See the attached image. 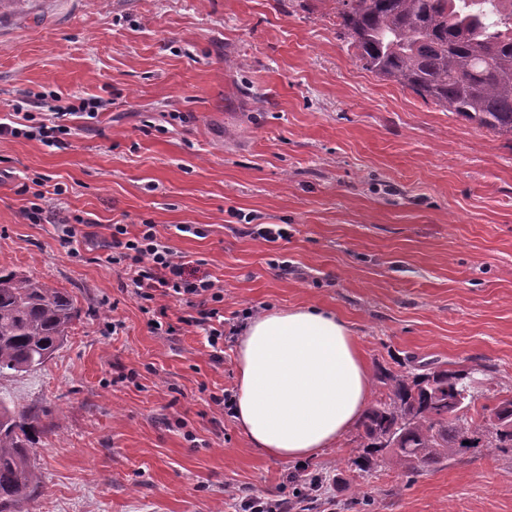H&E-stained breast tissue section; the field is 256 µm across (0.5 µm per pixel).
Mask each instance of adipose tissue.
I'll use <instances>...</instances> for the list:
<instances>
[{"label": "adipose tissue", "instance_id": "obj_1", "mask_svg": "<svg viewBox=\"0 0 512 512\" xmlns=\"http://www.w3.org/2000/svg\"><path fill=\"white\" fill-rule=\"evenodd\" d=\"M370 386L351 328L332 311L264 312L236 341L233 418L262 455L317 457L360 424Z\"/></svg>", "mask_w": 512, "mask_h": 512}]
</instances>
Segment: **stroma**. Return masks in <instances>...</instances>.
Masks as SVG:
<instances>
[{
  "mask_svg": "<svg viewBox=\"0 0 512 512\" xmlns=\"http://www.w3.org/2000/svg\"><path fill=\"white\" fill-rule=\"evenodd\" d=\"M52 96L108 108L67 117L60 149L0 138V263L80 310L44 366L0 376V399L41 419L24 512H236L232 492L293 491L298 466L256 453L209 404L235 387L233 343L215 364L201 330L154 335L121 290L105 261L116 224H155L219 281L225 317L335 311L368 362L371 402L388 392L379 374L430 361L477 381L471 412L512 395V142L365 69L336 0L1 9L0 118ZM35 180L65 189L37 222L19 192ZM244 214L287 225V239L247 235ZM61 217L81 220L68 246ZM361 433L305 461L332 477L317 512H512L511 455L474 448L411 478L389 465L356 477Z\"/></svg>",
  "mask_w": 512,
  "mask_h": 512,
  "instance_id": "1",
  "label": "stroma"
}]
</instances>
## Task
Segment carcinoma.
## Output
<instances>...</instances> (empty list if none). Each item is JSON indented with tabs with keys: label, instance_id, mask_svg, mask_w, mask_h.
<instances>
[{
	"label": "carcinoma",
	"instance_id": "1",
	"mask_svg": "<svg viewBox=\"0 0 512 512\" xmlns=\"http://www.w3.org/2000/svg\"><path fill=\"white\" fill-rule=\"evenodd\" d=\"M342 34L364 67L512 141V0H337ZM79 316L72 296L0 264V376L42 366ZM468 373L430 368L389 377V402L369 408L366 444L350 466L386 461L405 475L449 454L490 448L512 455V397L489 419L455 398ZM40 418L0 400V512H21L40 474L31 461ZM470 445H464V442Z\"/></svg>",
	"mask_w": 512,
	"mask_h": 512
}]
</instances>
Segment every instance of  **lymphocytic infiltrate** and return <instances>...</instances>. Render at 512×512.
<instances>
[{"instance_id":"obj_1","label":"lymphocytic infiltrate","mask_w":512,"mask_h":512,"mask_svg":"<svg viewBox=\"0 0 512 512\" xmlns=\"http://www.w3.org/2000/svg\"><path fill=\"white\" fill-rule=\"evenodd\" d=\"M63 111L45 113L33 119L23 113L15 124L0 123V137L36 139L48 146L62 147L68 129L62 123ZM108 264L122 266L128 285L142 313L150 317L155 335H177L186 325L204 332L211 349L210 358L224 360V289L207 274H192L184 255L163 240L154 224H141L137 233H129L126 225L112 227V241L105 257ZM184 300L190 312L178 323L168 319L166 299Z\"/></svg>"}]
</instances>
